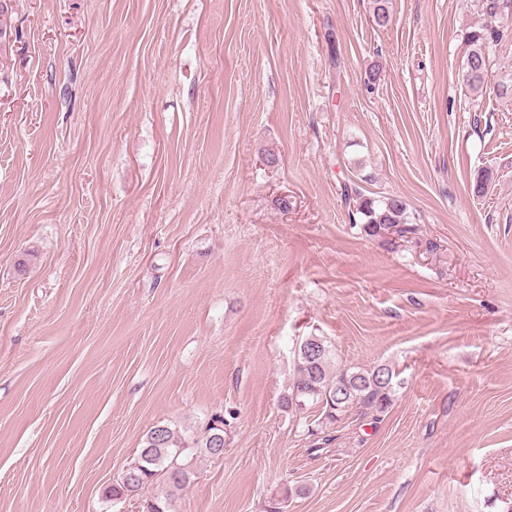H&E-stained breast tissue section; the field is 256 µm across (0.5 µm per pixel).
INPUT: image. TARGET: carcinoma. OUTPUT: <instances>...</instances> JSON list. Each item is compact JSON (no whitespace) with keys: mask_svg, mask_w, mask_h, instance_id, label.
<instances>
[{"mask_svg":"<svg viewBox=\"0 0 512 512\" xmlns=\"http://www.w3.org/2000/svg\"><path fill=\"white\" fill-rule=\"evenodd\" d=\"M484 23L467 35L465 87L478 94L487 86L491 59L501 31L492 26L495 17L508 9L506 0H480ZM373 21L379 27L391 21L388 0H374ZM346 202H354L360 215L361 231L370 237L409 232L406 203L397 197L382 200L365 198L352 187H344ZM394 372L386 365L374 369L348 367L330 371V347L322 336L304 337L295 350V378L284 403L305 409L311 403L320 407L327 423L336 422L353 408L374 416L384 412L394 392ZM227 420L215 413L191 435H184L168 425H156L146 434L136 463L126 469L119 480L105 492V498L119 501L140 494L159 483L168 488L166 496H148L143 512H172L171 497L190 486L195 477L193 461L199 456L224 454Z\"/></svg>","mask_w":512,"mask_h":512,"instance_id":"1","label":"carcinoma"}]
</instances>
